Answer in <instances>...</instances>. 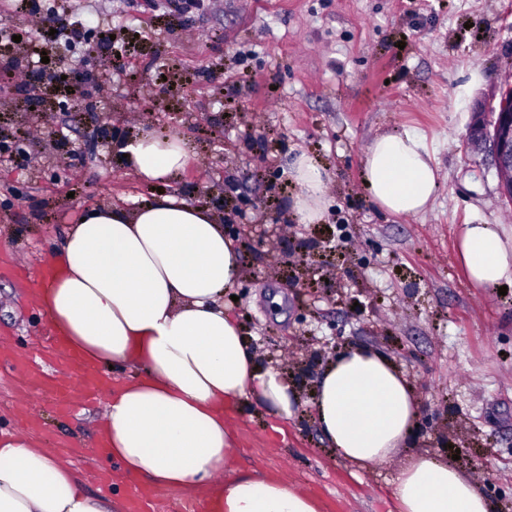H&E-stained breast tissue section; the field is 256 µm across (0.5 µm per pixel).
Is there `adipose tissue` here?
Listing matches in <instances>:
<instances>
[{"label": "adipose tissue", "mask_w": 512, "mask_h": 512, "mask_svg": "<svg viewBox=\"0 0 512 512\" xmlns=\"http://www.w3.org/2000/svg\"><path fill=\"white\" fill-rule=\"evenodd\" d=\"M115 148L145 181L189 163L173 134L144 131ZM291 177L299 187L295 219L320 222L322 166L299 156ZM363 181L378 209L419 215L438 187L434 151L417 131L375 136ZM457 254L475 287L512 283V236L503 225H465ZM52 263L55 274L38 293L51 329L96 366L138 370L111 391L95 430L120 463L117 482L140 476L205 493L218 484L212 512H320L308 492L232 468L239 440L231 412L252 399L288 420L300 397L278 370L259 365L240 324L224 312V292L243 270L212 210L175 194L134 208H95L69 230ZM311 406L323 438L352 465L401 456L391 481L396 512H494L473 477L438 456L406 452L418 402L381 352L361 345L338 351ZM0 512H112V500L91 496L53 449L0 432Z\"/></svg>", "instance_id": "obj_1"}]
</instances>
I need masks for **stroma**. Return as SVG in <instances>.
Segmentation results:
<instances>
[{
  "instance_id": "35a3bbf8",
  "label": "stroma",
  "mask_w": 512,
  "mask_h": 512,
  "mask_svg": "<svg viewBox=\"0 0 512 512\" xmlns=\"http://www.w3.org/2000/svg\"><path fill=\"white\" fill-rule=\"evenodd\" d=\"M40 3V31L26 17ZM0 38V430L25 401L13 369L52 330L32 290L69 225L127 197L176 192L211 209L243 276L224 310L263 366L303 404L282 421L252 402L235 414L238 474L279 477L321 512H392L398 460L355 469L323 440L309 401L338 349L383 351L419 404L415 447L459 455L497 512H512V287L470 283L463 225L512 229L486 152L465 147L476 100L497 106L512 77V0H12ZM80 28L65 46L58 32ZM113 35L87 54L86 39ZM36 66L33 80L20 73ZM108 124H101V114ZM182 137L189 166L142 181L113 143L143 130ZM421 132L440 184L418 216L380 211L363 159L383 132ZM328 174L321 223L300 224L288 172L301 154ZM305 287H296V277ZM101 405L39 407L31 439L57 450L102 494L94 448Z\"/></svg>"
}]
</instances>
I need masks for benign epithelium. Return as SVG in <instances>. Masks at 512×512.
<instances>
[{
  "instance_id": "benign-epithelium-1",
  "label": "benign epithelium",
  "mask_w": 512,
  "mask_h": 512,
  "mask_svg": "<svg viewBox=\"0 0 512 512\" xmlns=\"http://www.w3.org/2000/svg\"><path fill=\"white\" fill-rule=\"evenodd\" d=\"M489 145L491 166L499 180L503 197L512 203V85L500 88V101L494 116L477 110L466 134V144Z\"/></svg>"
}]
</instances>
